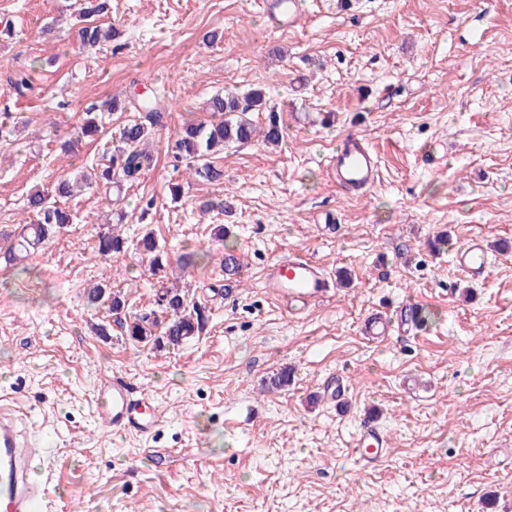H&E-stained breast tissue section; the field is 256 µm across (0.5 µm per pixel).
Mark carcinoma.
<instances>
[{
    "mask_svg": "<svg viewBox=\"0 0 512 512\" xmlns=\"http://www.w3.org/2000/svg\"><path fill=\"white\" fill-rule=\"evenodd\" d=\"M110 9V0H81L76 20L81 23L77 37L82 45L92 47L112 40V26L105 27L91 21L95 16L109 14ZM8 82L19 95L33 91L32 80L24 73L8 77ZM264 105L260 92L251 91L243 96L228 92L212 96L206 106L210 119L186 123L176 133L170 147L174 161L180 163L189 160L193 162L189 166L193 176L209 183H223L224 171L211 161L214 153L224 150L226 146L250 143L258 133L268 144L275 145L281 141L283 131L276 118H269L268 125L259 131L249 117L251 112L262 111ZM133 108L138 116L119 128L118 145L113 148L108 164L93 173H82L73 181L60 178L52 187H37L28 194L26 209L33 214L34 222L23 225V232L18 238H10L8 244L0 246V259L6 265H17V261L72 223L73 216L66 203L72 196L74 186L80 183L117 187L124 183L131 185L151 166L152 155L147 152L145 144L154 131L166 123L168 112L165 94L155 92L151 97L133 104ZM102 131V116L97 112H85L73 136L62 143V150L70 152L81 139L93 137ZM127 249L128 241L114 228L99 232V256L110 258L125 253ZM136 249L149 258L152 275L156 276L165 269L163 255L151 233H146L138 241ZM87 303L94 308L108 309L114 322L132 342L151 344L156 348L181 346L196 335L204 322L202 308L179 288H161L159 311L133 318L125 314V297L107 286L89 288Z\"/></svg>",
    "mask_w": 512,
    "mask_h": 512,
    "instance_id": "1",
    "label": "carcinoma"
}]
</instances>
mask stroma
Listing matches in <instances>:
<instances>
[{"label":"stroma","mask_w":512,"mask_h":512,"mask_svg":"<svg viewBox=\"0 0 512 512\" xmlns=\"http://www.w3.org/2000/svg\"><path fill=\"white\" fill-rule=\"evenodd\" d=\"M302 2L279 29L259 0H112L115 42L85 48L70 28L77 0H0V115L17 128L0 144V234L25 223L33 186L106 163L133 110L60 149L91 105L153 88L169 112L138 183L71 197L73 223L25 269L0 270V401L20 412L55 512H512V0ZM15 71L32 95L7 83ZM251 89L270 106L253 120L277 116L282 143L216 154L220 189L175 168V131L206 119L215 92ZM351 134L380 159L367 190L327 174ZM218 195L226 211L202 212ZM108 223L130 247L105 260ZM148 230L169 260L161 282L135 248ZM474 235L489 246L479 280L453 262ZM228 248L241 262L231 279ZM295 253L333 286L292 309L262 281ZM98 282L132 315L157 309L161 286L184 288L205 328L175 349L133 343L86 307ZM408 303L433 320L401 324ZM374 312L393 325L380 341L362 333ZM284 368L288 387L268 390ZM115 374L157 406L153 435L115 433L96 412ZM336 375L339 403L323 393ZM368 416L391 441L373 466L352 450Z\"/></svg>","instance_id":"1"}]
</instances>
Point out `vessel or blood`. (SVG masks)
Here are the masks:
<instances>
[{
	"label": "vessel or blood",
	"mask_w": 512,
	"mask_h": 512,
	"mask_svg": "<svg viewBox=\"0 0 512 512\" xmlns=\"http://www.w3.org/2000/svg\"><path fill=\"white\" fill-rule=\"evenodd\" d=\"M328 173L337 184L361 190L374 186L379 179L378 161L359 136H351L342 150L329 160ZM487 250L482 238H470L453 260L470 278L480 279L487 270ZM265 288L271 295L288 301H307L326 293L328 282L309 260L291 257L268 266ZM105 399L99 410L113 431L152 435L158 425L154 405L146 393L133 390L116 377L105 385ZM20 420L0 407V512H48L44 488L29 479L32 450L22 440ZM389 442L374 421L360 424L353 442L354 453L371 463L386 456Z\"/></svg>",
	"instance_id": "b4317fda"
}]
</instances>
